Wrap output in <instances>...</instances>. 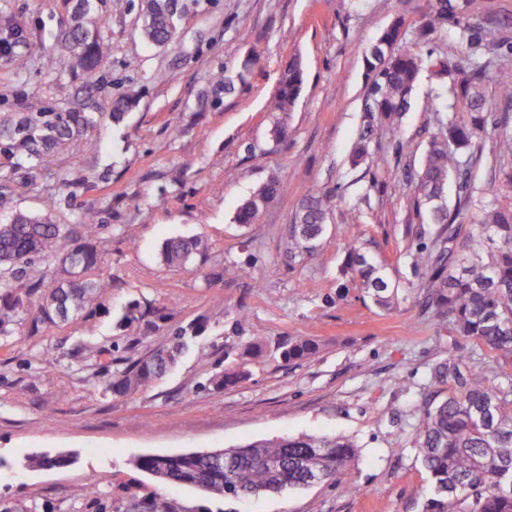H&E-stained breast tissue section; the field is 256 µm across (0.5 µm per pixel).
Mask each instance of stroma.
Masks as SVG:
<instances>
[{
  "label": "stroma",
  "instance_id": "35a3bbf8",
  "mask_svg": "<svg viewBox=\"0 0 512 512\" xmlns=\"http://www.w3.org/2000/svg\"><path fill=\"white\" fill-rule=\"evenodd\" d=\"M175 38L165 47L141 36L136 11L107 18L112 56L104 91H135L123 121L92 130L55 165L14 168L0 156V219L14 209L40 213L54 201L58 223L89 206L102 211L98 246L112 270V295L94 316L32 330L18 321L0 337V512H126L149 492L183 512H426L431 482L412 429L390 421L429 394V368L451 338L437 330L412 293L421 279L410 258L417 231L432 233L428 211L406 184L435 130L429 106L441 79L423 74L397 132L365 109V53L393 19L413 27L429 0H184ZM22 40L0 32V113L48 102L53 77L40 60L59 49L71 6L66 0H0ZM259 54L246 85L211 105L210 76L237 70ZM299 57L301 96L288 113L266 109L281 69ZM291 130L275 143L279 119ZM371 155L349 158L361 135ZM193 159L182 170L183 159ZM87 186L62 187L73 168ZM276 177L284 193L255 223L237 224V206ZM332 195L314 247L291 232L302 197ZM133 225L127 239L124 225ZM385 264L399 286L391 311L376 307L359 280L345 276L346 239ZM202 237V258L163 264L162 242ZM231 263L251 264L253 280L211 281ZM140 300L163 309L169 325L202 321V334L164 378L116 397L103 390L104 367L149 355L165 331L117 327L122 307ZM315 334L320 354L294 366L280 357L291 336ZM264 344L251 376L216 391L200 355L223 357L252 340ZM90 340L106 355L75 358ZM301 434L336 435L359 447L356 490L318 485L246 500L164 485L138 469L144 455L230 448ZM31 453L68 454L63 467H25Z\"/></svg>",
  "mask_w": 512,
  "mask_h": 512
}]
</instances>
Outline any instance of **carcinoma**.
Wrapping results in <instances>:
<instances>
[{
    "mask_svg": "<svg viewBox=\"0 0 512 512\" xmlns=\"http://www.w3.org/2000/svg\"><path fill=\"white\" fill-rule=\"evenodd\" d=\"M86 13L73 15L60 47L71 62V80L52 84L53 106L30 112L0 113V155L23 167L28 160L47 161L73 152L77 142L106 118L120 122L138 105L134 93L99 97L100 66L112 52L104 16L121 15L127 0H85ZM180 0H139L142 37L158 47L167 45L178 30ZM405 21L398 17L381 31L366 53L369 75V112H379L390 125L406 112L422 72L450 77L430 95L437 132L431 136L410 183L418 205L426 206L436 225L433 237L416 245L413 265L423 270L419 300L433 314L439 330L454 337L455 348L471 352L488 350L496 371L465 362L460 353L430 367L432 382L440 390L404 412L418 448L421 467L429 475L434 497L428 512H512V168L499 167L498 179L510 191L485 201L475 182V171L486 164L476 141L488 129L489 113L480 91L498 57L500 44H482L474 28L456 18L451 0H434L413 32L414 48H399ZM453 26L461 43L477 46L465 60L452 63L416 46L440 29ZM259 57L246 59L231 76L211 75L215 95L247 83ZM304 72L293 57L284 68L277 92L268 108L287 114L300 95ZM466 104L468 117L458 115ZM455 179L457 196L448 206V181ZM285 191L270 178L262 182L239 206L235 221L253 223L259 212ZM329 197L309 191L292 224L293 236L312 244L325 230ZM477 208L476 224H458L459 211ZM52 206L33 214L16 211L0 224V335H12L20 314L31 315L32 327L57 321L83 319L104 307L112 289V276L99 273L103 264L97 239L101 211L88 207L73 224H57ZM202 238L165 240L160 258L168 266L184 267L203 255ZM357 276L373 303L390 309L399 286L385 264L356 245L349 247L343 269ZM166 320L162 310L138 300L129 302L118 320L121 328L144 326V333L160 330ZM202 324L172 331L168 344L148 357L126 363L105 379L104 389L114 396L133 394L171 371L188 350ZM322 343L314 335L291 337L281 356L290 363L315 357ZM263 353L254 340L244 351L224 354V371L211 379L216 389L234 387L250 374L252 361ZM357 445L334 436L280 437L257 440L219 454L187 452L141 456L135 464L158 481L198 488L216 496L246 498L312 487L309 479L353 487L351 467ZM63 455H32L28 464L57 467ZM144 512H180L178 505L160 495L144 497Z\"/></svg>",
    "mask_w": 512,
    "mask_h": 512,
    "instance_id": "cac0c4a2",
    "label": "carcinoma"
}]
</instances>
